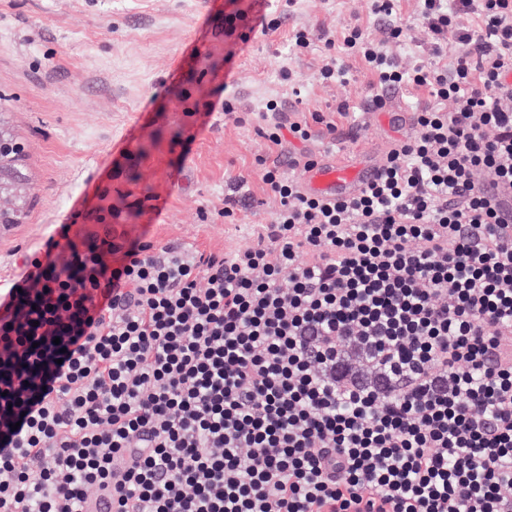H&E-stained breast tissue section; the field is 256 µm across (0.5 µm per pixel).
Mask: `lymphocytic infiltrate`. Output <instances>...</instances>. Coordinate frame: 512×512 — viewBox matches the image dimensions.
<instances>
[{
    "label": "lymphocytic infiltrate",
    "instance_id": "obj_1",
    "mask_svg": "<svg viewBox=\"0 0 512 512\" xmlns=\"http://www.w3.org/2000/svg\"><path fill=\"white\" fill-rule=\"evenodd\" d=\"M451 68L341 43L369 100L427 91L358 197L280 200L254 244L191 256L55 239L0 287V512H512V0H419ZM452 100V111L442 101ZM267 150L339 140L268 100ZM116 262H107V254Z\"/></svg>",
    "mask_w": 512,
    "mask_h": 512
}]
</instances>
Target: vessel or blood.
<instances>
[{
  "label": "vessel or blood",
  "instance_id": "obj_1",
  "mask_svg": "<svg viewBox=\"0 0 512 512\" xmlns=\"http://www.w3.org/2000/svg\"><path fill=\"white\" fill-rule=\"evenodd\" d=\"M377 175L378 166L370 156L348 161L330 154L304 170L300 190L306 195L335 200L359 194Z\"/></svg>",
  "mask_w": 512,
  "mask_h": 512
}]
</instances>
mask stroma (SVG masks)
I'll use <instances>...</instances> for the list:
<instances>
[{
	"instance_id": "1",
	"label": "stroma",
	"mask_w": 512,
	"mask_h": 512,
	"mask_svg": "<svg viewBox=\"0 0 512 512\" xmlns=\"http://www.w3.org/2000/svg\"><path fill=\"white\" fill-rule=\"evenodd\" d=\"M396 13L406 32L389 46L397 63L451 61L452 49L434 54L418 0H398ZM265 14L257 0H0V125L25 158L17 188L0 193V212L18 217L0 224V285L62 224L81 238L186 242L215 254L253 244L280 206L256 163L265 152L257 114L289 87L301 88L304 111L343 105L347 115L336 144L295 140L280 162L294 152L379 162L415 136L392 116L414 111L418 91H390L385 110L369 109L373 77L342 49L346 69L321 76L325 39L356 25L383 38L368 0H298L268 30ZM298 30L310 33L309 48H294ZM228 96L230 118L221 112ZM237 182L244 202L229 224L224 195Z\"/></svg>"
}]
</instances>
